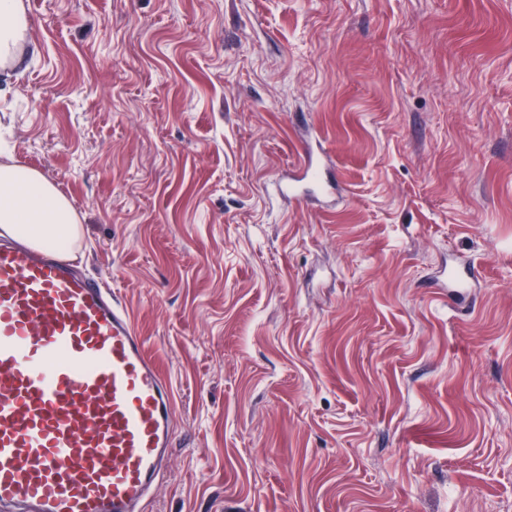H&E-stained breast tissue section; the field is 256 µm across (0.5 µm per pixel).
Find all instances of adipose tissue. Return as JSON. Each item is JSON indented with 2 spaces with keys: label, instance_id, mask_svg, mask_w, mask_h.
Masks as SVG:
<instances>
[{
  "label": "adipose tissue",
  "instance_id": "1",
  "mask_svg": "<svg viewBox=\"0 0 512 512\" xmlns=\"http://www.w3.org/2000/svg\"><path fill=\"white\" fill-rule=\"evenodd\" d=\"M22 0H0V62L24 40ZM82 227L68 200L39 173L20 165L0 166V235L38 248L75 244Z\"/></svg>",
  "mask_w": 512,
  "mask_h": 512
}]
</instances>
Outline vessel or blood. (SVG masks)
I'll use <instances>...</instances> for the list:
<instances>
[{"label": "vessel or blood", "mask_w": 512, "mask_h": 512, "mask_svg": "<svg viewBox=\"0 0 512 512\" xmlns=\"http://www.w3.org/2000/svg\"><path fill=\"white\" fill-rule=\"evenodd\" d=\"M306 156L277 186L291 198L337 190ZM479 281L452 264L456 298ZM173 392L127 312L58 253L0 244V506L15 512H138L173 444Z\"/></svg>", "instance_id": "obj_1"}]
</instances>
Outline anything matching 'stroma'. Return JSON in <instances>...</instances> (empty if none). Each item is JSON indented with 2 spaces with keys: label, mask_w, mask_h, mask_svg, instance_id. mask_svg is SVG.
Here are the masks:
<instances>
[{
  "label": "stroma",
  "mask_w": 512,
  "mask_h": 512,
  "mask_svg": "<svg viewBox=\"0 0 512 512\" xmlns=\"http://www.w3.org/2000/svg\"><path fill=\"white\" fill-rule=\"evenodd\" d=\"M24 5L0 165L172 386L142 512H512V0ZM339 183L333 170L319 161H314L311 151L307 153L303 162V171L300 176L289 177L277 185L281 195L290 198L318 199L327 197L336 190ZM440 280L439 288H448V301L454 299L468 288H475L479 282V272L474 264H452L448 265L447 275Z\"/></svg>",
  "instance_id": "35a3bbf8"
}]
</instances>
